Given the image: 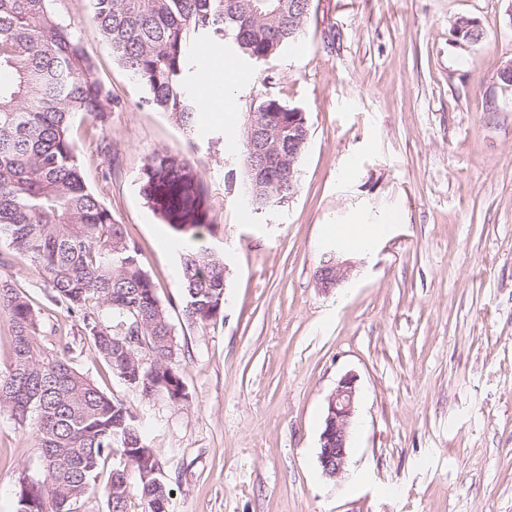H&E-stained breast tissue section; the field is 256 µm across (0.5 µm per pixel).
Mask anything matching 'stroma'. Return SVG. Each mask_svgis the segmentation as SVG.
<instances>
[{
	"mask_svg": "<svg viewBox=\"0 0 512 512\" xmlns=\"http://www.w3.org/2000/svg\"><path fill=\"white\" fill-rule=\"evenodd\" d=\"M109 90L105 126L75 127L88 187L123 224L162 301L181 295L183 244L153 214L140 175L158 151L202 178L226 265L224 316L169 320L187 401L142 397L95 352L42 275L11 273L74 364L144 418L172 489L170 512H512V0H312L296 44L258 64L224 46L232 112L186 128L142 102L91 21L88 0H54ZM487 37L455 46L459 17ZM273 84H264L266 75ZM270 94L304 112L297 191L244 197L247 112ZM371 249H342L337 230ZM358 267L315 278L323 253ZM358 378L343 474L319 464L338 380ZM32 427L0 412V512L37 480ZM332 255L330 261H323L317 268L315 277L321 288L337 287L350 277L356 268L355 262L342 259L337 252L330 251L325 257Z\"/></svg>",
	"mask_w": 512,
	"mask_h": 512,
	"instance_id": "35a3bbf8",
	"label": "stroma"
}]
</instances>
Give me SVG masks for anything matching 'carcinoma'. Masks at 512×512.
Listing matches in <instances>:
<instances>
[{
    "instance_id": "obj_1",
    "label": "carcinoma",
    "mask_w": 512,
    "mask_h": 512,
    "mask_svg": "<svg viewBox=\"0 0 512 512\" xmlns=\"http://www.w3.org/2000/svg\"><path fill=\"white\" fill-rule=\"evenodd\" d=\"M289 0H89L90 16L113 55L144 88L143 103L192 127L196 105L182 76L189 46L226 43L257 60L301 36ZM0 241L37 269L53 304L79 319L83 335L125 384L151 398L188 399L166 305L140 247L86 186L73 135L77 120L104 125L109 94L53 0H0ZM266 115L272 142L288 154V106L266 95L250 106ZM141 192L184 244L181 313L205 327L224 312V258L200 244L213 233L207 196L194 169L166 152L144 165ZM288 183L255 188L256 204L279 203ZM8 309L9 365L0 369V412L34 421L40 479L21 490L23 512H71L93 491L99 468L117 454L104 492L109 512H127L128 470L139 474L142 512H169L170 489L142 420L49 350L56 332L10 276L0 278ZM137 337L153 355L127 343Z\"/></svg>"
}]
</instances>
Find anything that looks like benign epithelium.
Instances as JSON below:
<instances>
[{
	"label": "benign epithelium",
	"instance_id": "benign-epithelium-1",
	"mask_svg": "<svg viewBox=\"0 0 512 512\" xmlns=\"http://www.w3.org/2000/svg\"><path fill=\"white\" fill-rule=\"evenodd\" d=\"M481 27L476 18H466L453 27L454 44L461 49L473 46L471 33ZM259 113L247 115L246 138L249 153L245 157L246 174L257 182L274 184L279 180L283 169V157L274 151L257 150L254 141L262 126ZM305 114L295 109L288 117V130L297 132V137L288 140V190H294L293 166L299 161L301 146L307 144L308 132L305 131ZM332 258L322 262L315 277L320 287L329 289L340 285L350 277L356 268L355 262L341 258L337 252H330ZM357 378L352 374L343 376L328 399L327 415L320 435L319 463L322 472L335 478L342 474L346 465L352 418L357 396Z\"/></svg>",
	"mask_w": 512,
	"mask_h": 512
}]
</instances>
